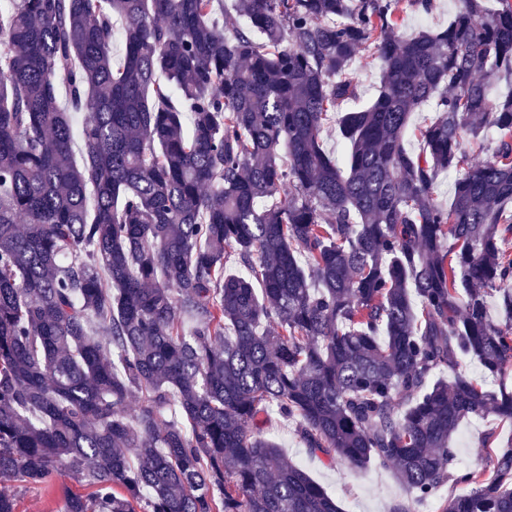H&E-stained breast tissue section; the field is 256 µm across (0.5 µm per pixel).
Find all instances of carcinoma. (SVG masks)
Masks as SVG:
<instances>
[{"instance_id":"carcinoma-1","label":"carcinoma","mask_w":512,"mask_h":512,"mask_svg":"<svg viewBox=\"0 0 512 512\" xmlns=\"http://www.w3.org/2000/svg\"><path fill=\"white\" fill-rule=\"evenodd\" d=\"M433 7L235 0L229 31L224 0H0V512L63 470L89 492L60 512H342L271 411L331 463L395 467L394 512L450 480L474 489L442 512H512V442L451 471L464 419L512 420L458 372L512 368L486 312L512 314V0L399 35ZM362 51L381 82L336 117L340 164L321 134Z\"/></svg>"}]
</instances>
